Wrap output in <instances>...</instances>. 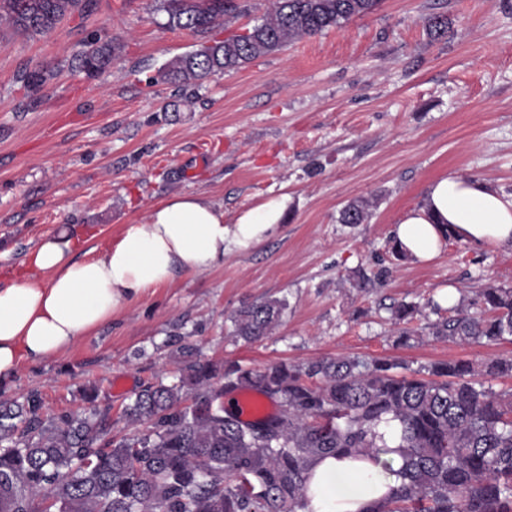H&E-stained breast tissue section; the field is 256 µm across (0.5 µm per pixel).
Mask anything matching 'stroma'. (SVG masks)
<instances>
[{
	"label": "stroma",
	"mask_w": 512,
	"mask_h": 512,
	"mask_svg": "<svg viewBox=\"0 0 512 512\" xmlns=\"http://www.w3.org/2000/svg\"><path fill=\"white\" fill-rule=\"evenodd\" d=\"M241 2L207 32L169 27L155 0H93L42 35L0 27L1 277L45 236L102 248L175 194L209 198L228 222L288 197L261 243L208 272L178 273L63 354L23 364L0 401L35 393L55 415L92 390L122 437L135 431L125 405L148 383H173L186 347L256 369L339 354L417 369L512 352V341L400 345L385 312L512 286L511 249L450 240L427 263L390 253L400 217L444 174L512 193V0H381L200 85L163 77L173 57L253 27L272 6ZM433 14L447 17L444 36L429 34ZM99 42L111 43L112 63L91 78L79 58ZM43 66L46 83L24 87L19 72ZM360 199L372 204L368 222L339 223ZM268 297L288 303L280 325L253 344L234 336V311Z\"/></svg>",
	"instance_id": "1"
}]
</instances>
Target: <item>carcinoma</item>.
Masks as SVG:
<instances>
[{
	"mask_svg": "<svg viewBox=\"0 0 512 512\" xmlns=\"http://www.w3.org/2000/svg\"><path fill=\"white\" fill-rule=\"evenodd\" d=\"M78 0H0V19L15 32L44 34ZM380 0H275L269 18L221 42L202 43L163 66L165 77L193 85L240 68L289 41L367 16ZM233 0H160L168 25L196 31L219 26ZM112 61V45L86 52L93 76ZM369 203L346 205L339 223L363 224ZM285 300L246 302L233 333L258 341L281 322ZM399 340L422 308L389 307ZM437 340L498 344L512 338V287L488 283L423 327ZM512 377V355L475 364L437 362L398 371L391 359L321 357L275 362L262 370L240 363L185 360L179 383L150 385L129 403L141 434L112 436L109 409L45 418L32 393L0 402V512H304L311 462L325 457L380 462L391 452L378 427L399 424V484L362 512H512V393L488 386ZM260 393L275 414L244 420L224 395Z\"/></svg>",
	"mask_w": 512,
	"mask_h": 512,
	"instance_id": "obj_1",
	"label": "carcinoma"
}]
</instances>
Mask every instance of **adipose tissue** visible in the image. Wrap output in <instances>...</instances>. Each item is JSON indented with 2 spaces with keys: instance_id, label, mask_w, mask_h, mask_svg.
<instances>
[{
  "instance_id": "ef3b65f1",
  "label": "adipose tissue",
  "mask_w": 512,
  "mask_h": 512,
  "mask_svg": "<svg viewBox=\"0 0 512 512\" xmlns=\"http://www.w3.org/2000/svg\"><path fill=\"white\" fill-rule=\"evenodd\" d=\"M286 202L276 196L243 208L228 224L208 198L175 195L124 225L110 245L89 248L84 259L77 258L78 246L69 238H43L0 284V385L10 384L23 363L67 351L121 306L177 273L207 271L222 264L228 251L260 242L280 221ZM449 234L476 247L512 249V194L445 174L427 185L421 204L408 210L393 232L397 247L420 262L439 252ZM358 469L332 457L315 461L313 512H360L396 484L377 464L368 470L366 491H338L340 480Z\"/></svg>"
}]
</instances>
